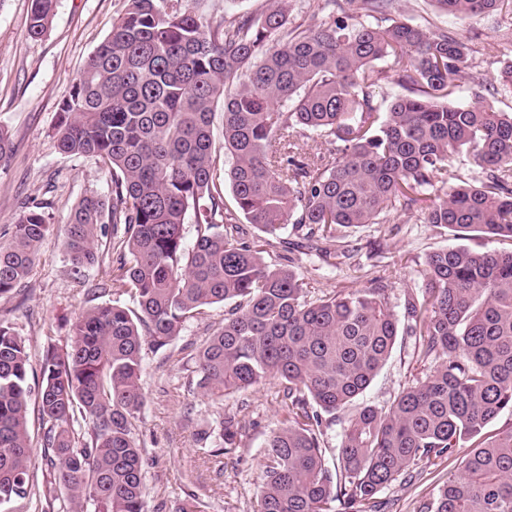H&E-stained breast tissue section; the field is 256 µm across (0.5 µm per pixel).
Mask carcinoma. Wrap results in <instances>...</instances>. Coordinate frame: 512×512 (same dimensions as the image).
<instances>
[{"instance_id": "obj_1", "label": "carcinoma", "mask_w": 512, "mask_h": 512, "mask_svg": "<svg viewBox=\"0 0 512 512\" xmlns=\"http://www.w3.org/2000/svg\"><path fill=\"white\" fill-rule=\"evenodd\" d=\"M112 30L59 107L58 150L112 176V203L73 206L64 249L76 275L99 263L98 230L122 233L118 301L85 310L64 348L44 350L37 392L30 357L0 322V512H31L38 481L29 432L37 400L44 456L70 512H149L145 457L133 420L146 339L163 347L203 310L224 304V327L193 356L196 386L225 394L269 378L285 383L288 422L265 445L256 512H379L384 488L433 459L471 451L462 470L417 512H512V251L444 247L427 255L403 314L388 285L309 297L291 266H273L240 224L287 228L327 258L350 256L336 231L387 224L399 211L440 234L512 240V55L481 48L442 22L390 20L394 0H318L320 22L289 24L285 0L211 25L200 0H123ZM461 20L512 17V0H430ZM57 0H32L29 32L47 33ZM497 59L491 83L481 57ZM402 89L389 104L382 85ZM472 94V101L461 100ZM224 107L216 183L213 118ZM314 133L310 148L299 139ZM232 203L226 204L224 188ZM51 204L22 207L0 243V296L24 286L49 230ZM197 224L191 250L183 226ZM437 361L389 409L359 408L336 465L323 425L371 384L400 334ZM240 424L219 423V457Z\"/></svg>"}]
</instances>
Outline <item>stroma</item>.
<instances>
[{"label": "stroma", "mask_w": 512, "mask_h": 512, "mask_svg": "<svg viewBox=\"0 0 512 512\" xmlns=\"http://www.w3.org/2000/svg\"><path fill=\"white\" fill-rule=\"evenodd\" d=\"M123 0H58L48 32L39 39L28 32L31 0H0V125L12 134L14 151L0 165V230L13 224L23 202L50 201L51 232L44 238L25 290L0 297V321L21 336L32 367H39L48 344L66 345L74 320L92 304L95 288L113 275L112 237L99 240L100 265L78 277L63 247V229L73 204L94 191L111 198L108 171L93 160L58 153L53 138L58 107L89 55L112 29ZM284 241L265 247L270 264H293L312 295L360 288L374 277L391 284L390 301L402 306L407 291L423 282L428 253L453 244L408 214L387 224H368L349 236L359 251L352 259L329 260L316 254L289 253ZM224 325V308L216 305L190 319L180 336L157 349L144 345L142 385L146 403L134 421L145 445V481L150 512H175L182 501L196 499L201 512H255L267 437L288 413L283 387L276 379L215 400L196 386L191 359L194 344ZM436 367L418 360L413 338L399 337L384 367L370 386L323 430V444L338 447L356 408H389L405 388L423 381ZM242 425L235 450L216 466L204 457L206 437L225 416ZM461 455L438 459L411 480L383 489L385 512H415L420 501L435 497Z\"/></svg>", "instance_id": "1"}]
</instances>
